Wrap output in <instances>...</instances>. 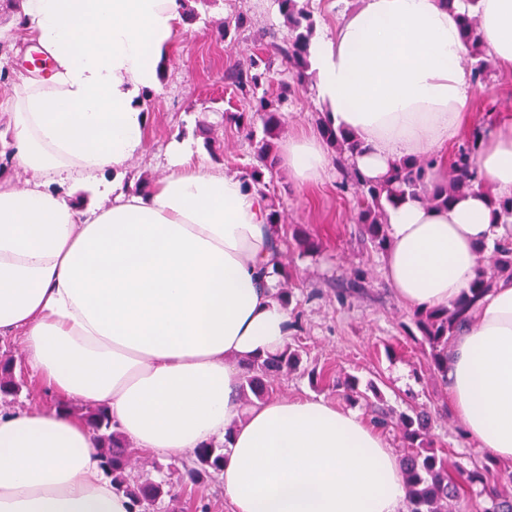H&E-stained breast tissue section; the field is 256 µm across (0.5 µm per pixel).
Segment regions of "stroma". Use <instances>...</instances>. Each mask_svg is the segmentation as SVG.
I'll use <instances>...</instances> for the list:
<instances>
[{"label":"stroma","mask_w":512,"mask_h":512,"mask_svg":"<svg viewBox=\"0 0 512 512\" xmlns=\"http://www.w3.org/2000/svg\"><path fill=\"white\" fill-rule=\"evenodd\" d=\"M193 14L178 35L162 78V86L144 108L148 114L147 144L143 155L134 158L121 172H106V181L119 191L140 192L164 178L168 172L166 150L172 138L187 141L196 158L239 177L249 174L257 163V141L262 130L247 133L231 118L247 111L224 75L227 70L257 53L271 58V80L260 89L269 100L278 101L282 128L272 146L301 134L318 135L316 119L322 111L313 85L283 93L281 83L289 74L273 43L288 36V24L277 0H188ZM247 20L243 28L229 27L235 16ZM38 47L24 30L0 40V71L8 81L0 82V151L12 141L11 115L6 107L14 94V83L35 76L31 64ZM485 82L494 84L493 94L477 93L469 106L474 126L488 132L500 115H512V72L489 66ZM269 207L278 210L281 239L280 261L289 278L279 287L289 289L291 319L297 320L301 339L302 368L280 377L276 396L320 397L348 408L337 381L346 375L373 382L384 403L401 413L409 407L427 408L434 423L436 448L462 470L471 469L485 449L469 438L448 405V386L428 370V351L406 337L412 309L401 302L386 282L384 256L359 237L354 222L357 197L353 187L342 184L336 165H328L321 177L300 184L284 166H276L265 190ZM320 243L317 253L300 251L302 237ZM363 271L360 290L342 295L341 290L355 271ZM328 373L325 382H311L309 370ZM183 457L172 453L155 457L145 472L147 478L164 482L167 495L154 512H230L220 478L185 483L181 477Z\"/></svg>","instance_id":"1"}]
</instances>
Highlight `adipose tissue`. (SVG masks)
I'll list each match as a JSON object with an SVG mask.
<instances>
[{
  "label": "adipose tissue",
  "instance_id": "obj_1",
  "mask_svg": "<svg viewBox=\"0 0 512 512\" xmlns=\"http://www.w3.org/2000/svg\"><path fill=\"white\" fill-rule=\"evenodd\" d=\"M20 10L53 70L23 79L10 104L9 161L41 181L0 178V335L21 338L30 374L57 402L0 412V512H130L67 401L105 409L152 454L227 440L232 512H403L399 457L357 412L320 398L240 402L249 364L280 354L291 334L261 195L176 138L169 174L148 191L118 196L103 178L144 152L143 94L160 87L179 0H20ZM471 12L477 47L512 70V0H359L314 39L317 96L362 141L352 164L366 179L471 127L472 47L461 35ZM279 154L301 184L328 165L313 136ZM477 176L448 206L387 208L384 273L412 308L451 306L483 267L482 247L512 233L492 206L512 196L511 117L480 136ZM45 179L114 201L88 207ZM448 397L479 447L512 460V278L456 336Z\"/></svg>",
  "mask_w": 512,
  "mask_h": 512
}]
</instances>
